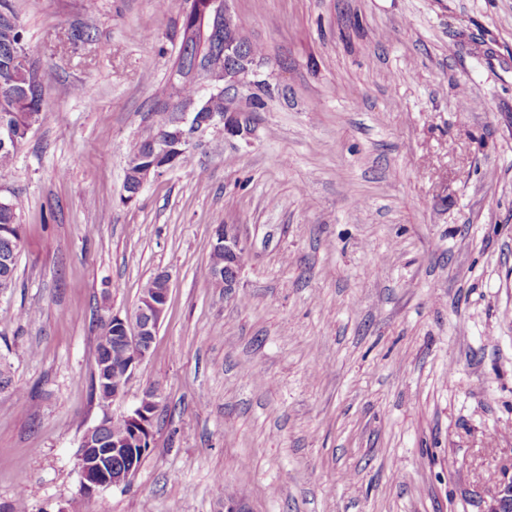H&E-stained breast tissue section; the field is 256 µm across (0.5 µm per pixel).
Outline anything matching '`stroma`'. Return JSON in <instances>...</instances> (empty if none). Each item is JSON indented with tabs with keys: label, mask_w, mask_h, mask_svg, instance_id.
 I'll use <instances>...</instances> for the list:
<instances>
[{
	"label": "stroma",
	"mask_w": 512,
	"mask_h": 512,
	"mask_svg": "<svg viewBox=\"0 0 512 512\" xmlns=\"http://www.w3.org/2000/svg\"><path fill=\"white\" fill-rule=\"evenodd\" d=\"M15 4L47 93L0 172L24 227L0 512L76 497L84 432L152 386L150 451L82 512H489L512 478V0H229L272 96L129 203L181 9ZM219 224L246 246L232 296L202 276ZM160 271L151 354L101 411L102 323ZM149 145L145 141H136L131 143L129 148L130 161L127 168L124 190L131 196L136 192L138 185L140 184L139 178L136 173L140 172L143 167L149 164L148 158L150 153L148 152ZM172 164H163L160 166L152 165L144 168L140 173L141 188L146 184L150 177H156L162 174L165 170L170 168Z\"/></svg>",
	"instance_id": "obj_1"
}]
</instances>
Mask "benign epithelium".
Instances as JSON below:
<instances>
[{
    "instance_id": "obj_1",
    "label": "benign epithelium",
    "mask_w": 512,
    "mask_h": 512,
    "mask_svg": "<svg viewBox=\"0 0 512 512\" xmlns=\"http://www.w3.org/2000/svg\"><path fill=\"white\" fill-rule=\"evenodd\" d=\"M214 23L211 28L213 41L224 46V52L211 62L195 67L191 72L173 71L170 80V103L166 108L181 106L185 119L177 140L168 144L156 137L152 141L153 153L165 156L173 151L180 153L190 149L192 138L210 128L220 129L226 137L247 138L251 126L246 113L226 104L222 112L212 109V98L219 95L224 99H235L243 91L259 87L266 80L259 78L257 60L245 53L244 37L240 30L225 24L232 17L227 0H212ZM192 81L206 89V94L184 102L176 96V90L186 81ZM215 242L212 249L224 252V268L216 269V276L224 278V294H235L242 270L245 245L236 227L232 224H219L214 231ZM157 286L152 288L143 300L137 303L125 317L112 316L100 332L98 345L104 356L101 388L112 389V398L121 396L123 388L111 387V363L106 356L113 346L127 351L121 369L129 376L151 353L153 343L163 320L170 287V274L160 271L155 274ZM159 390L145 392L138 406L124 416L125 422L133 429L130 438L132 446L145 447L152 440L153 428L159 408ZM111 416L106 415L86 430L77 451V466L81 475L79 493L91 498L108 487L126 485L131 477L125 471L112 468V456L120 453L118 448L103 447V433ZM489 512H512V479L495 486Z\"/></svg>"
}]
</instances>
